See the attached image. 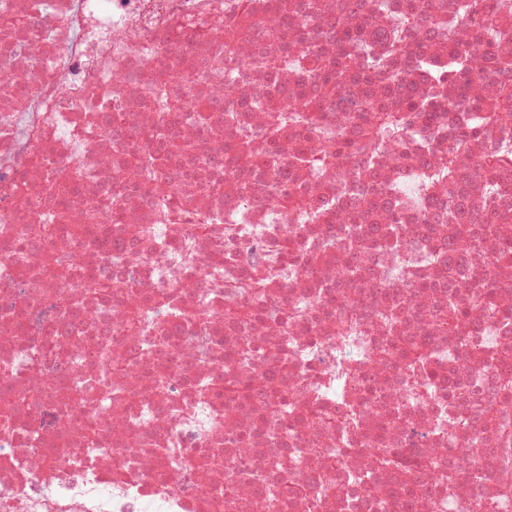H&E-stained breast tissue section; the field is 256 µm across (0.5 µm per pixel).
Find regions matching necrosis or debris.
Here are the masks:
<instances>
[{
    "label": "necrosis or debris",
    "mask_w": 512,
    "mask_h": 512,
    "mask_svg": "<svg viewBox=\"0 0 512 512\" xmlns=\"http://www.w3.org/2000/svg\"><path fill=\"white\" fill-rule=\"evenodd\" d=\"M286 0H0V512H512V396H494L486 444L448 420L450 367L471 394L489 367L512 366V332L472 310L479 352L465 366L452 340L431 325L448 291H417L437 279L430 209L421 180L445 136L416 129L403 163L385 152L382 223L394 247L349 235V202L369 178L336 168L313 182L288 129L275 160L224 177L225 148L266 123L274 98L295 96L288 63L309 43L295 32ZM248 19L253 40L224 51V27ZM281 41L270 69L256 59L271 19ZM175 64L179 77L167 79ZM194 143L177 174L158 161L159 138ZM312 193L330 220L283 213L270 200L276 170ZM77 186L73 239L24 244L28 224L51 220L64 178ZM124 181L122 221L139 225L124 244L110 189ZM208 215L207 233L196 230ZM65 257L54 277L42 258ZM266 281L262 321L227 326L224 306H248L244 275ZM121 288L108 291V278ZM411 297L417 316L395 329L379 311ZM139 301L130 333L120 314ZM428 336L421 369L377 361L389 332ZM267 375L287 381L301 409L321 423L284 429L260 401L214 396L215 381ZM363 383L366 393L355 385ZM412 452L445 449L453 472L378 510L376 487L394 483L375 467L380 444ZM484 471L473 480L472 463ZM277 483L293 496L267 497Z\"/></svg>",
    "instance_id": "necrosis-or-debris-1"
}]
</instances>
